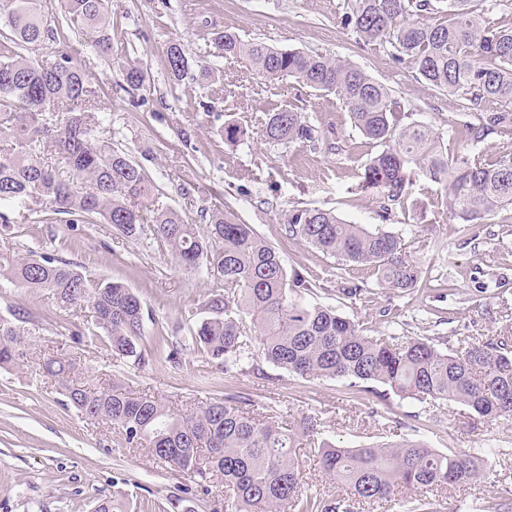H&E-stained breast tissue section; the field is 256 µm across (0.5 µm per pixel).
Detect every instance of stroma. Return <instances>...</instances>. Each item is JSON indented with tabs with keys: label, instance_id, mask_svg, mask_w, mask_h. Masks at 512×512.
I'll list each match as a JSON object with an SVG mask.
<instances>
[{
	"label": "stroma",
	"instance_id": "35a3bbf8",
	"mask_svg": "<svg viewBox=\"0 0 512 512\" xmlns=\"http://www.w3.org/2000/svg\"><path fill=\"white\" fill-rule=\"evenodd\" d=\"M349 0H112V55L92 46L90 34L67 33L45 41L42 57L70 53L101 85L100 105L110 114L115 146L143 163L159 188L161 204L180 211L186 223L205 227L213 210L232 211L280 252L289 272L312 277L309 299L336 307L371 336H428L440 347L456 337L512 336V208L464 226L448 215L446 188L423 176L406 187L400 204L383 214L378 190H362L363 165L372 151L351 126L336 95L290 82L263 81L243 60L219 59V84L171 79L170 41L190 58L213 54L211 34L230 29L243 39L314 51L351 60L389 87L415 121L441 132L449 150L460 149L458 130L473 107L461 97L434 90L410 64L392 57L388 45L365 42L344 28ZM145 73L142 85L125 88V62ZM293 108L307 114L317 141L273 145L262 136L267 113ZM241 123L242 144L228 145L219 129L226 118ZM323 208L351 224L402 235L419 267L416 288L397 294L365 271L284 236L291 209ZM29 251L70 262L81 271L120 281L145 301L157 329L187 335L186 310L200 309L206 281L175 266L158 240L136 241L111 225L40 222L38 215L0 236V250ZM366 284L364 300L352 303L340 290ZM28 315L24 362L0 368V512H94L104 500L124 512H226L225 493L188 490L178 469L157 463L147 448L127 447L117 426L89 420L66 404L57 378L38 363L51 353L69 361L70 381L101 390L114 380L138 396L162 400L175 413L198 410L206 398L232 396L244 411L283 415L317 426L300 438L305 487L323 496L340 486L318 465L324 443L356 448L415 434L432 447L476 450L490 465L488 479L446 492V512H485L501 489L512 492V421L472 418L451 402L441 411L391 395L351 396L345 382L302 378L259 358L236 376L218 373L204 355L184 351L179 363L117 361L103 344L75 342L70 325L88 315L60 311L51 294L0 286V317Z\"/></svg>",
	"mask_w": 512,
	"mask_h": 512
}]
</instances>
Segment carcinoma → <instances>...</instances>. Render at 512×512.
Here are the masks:
<instances>
[{
    "label": "carcinoma",
    "mask_w": 512,
    "mask_h": 512,
    "mask_svg": "<svg viewBox=\"0 0 512 512\" xmlns=\"http://www.w3.org/2000/svg\"><path fill=\"white\" fill-rule=\"evenodd\" d=\"M447 20L421 16L432 0H351L344 24L366 42L390 45L435 89L493 107L463 125L466 148L450 153L432 127L412 120L390 90L344 58L283 50L236 33H213L218 53L243 58L270 83L293 80L334 93L351 125L376 148L363 167L362 185L384 189L401 202L418 171L447 190L448 214L479 224L512 205V142L493 155L480 149L492 135L512 136V21L495 23L472 0H444ZM61 16L49 26L45 0H0V127L11 142L0 149V205L31 201L43 220L67 224L100 221L134 240L159 239L182 270L205 278L207 316L190 329L187 346L224 374L241 371L255 355L302 378H330L358 393L394 394L429 402L453 401L490 421L512 419V336L481 341L465 336L445 352L432 341L405 336L374 338L332 306L305 296L316 284L288 270L279 252L229 211L210 215L206 230L184 222L174 208L155 204L142 164L101 140L107 129L98 111V85L69 55L41 59L42 43L61 27L88 30L99 54L112 55L111 0H59ZM169 75L206 84L219 79L206 58L189 59L173 41L166 51ZM128 87L144 80L135 64H122ZM318 130L293 108L268 114L263 137L274 145L315 141ZM284 235L341 262L365 267L376 281L402 294L418 284L419 268L405 240L382 229L350 224L322 208L293 210ZM47 291L62 311L89 309L91 326L78 339L104 342L112 355L138 362L149 355L178 362L181 349L157 334H144V303L122 283L76 271L60 259L0 252V282ZM27 316L0 320V365L26 357ZM42 367L57 377L68 404L82 416L117 426L126 444L148 447L152 457L187 474L207 495L224 486L230 512H359L365 503L401 497L402 512H441L437 492L465 487L487 475V461L461 448L441 450L421 438L321 450L322 471L345 486L323 497L302 489L296 448L299 432L271 417L243 412L232 398H211L185 418L158 399L136 397L115 382L93 392L68 384L70 365L53 355Z\"/></svg>",
    "instance_id": "obj_1"
}]
</instances>
